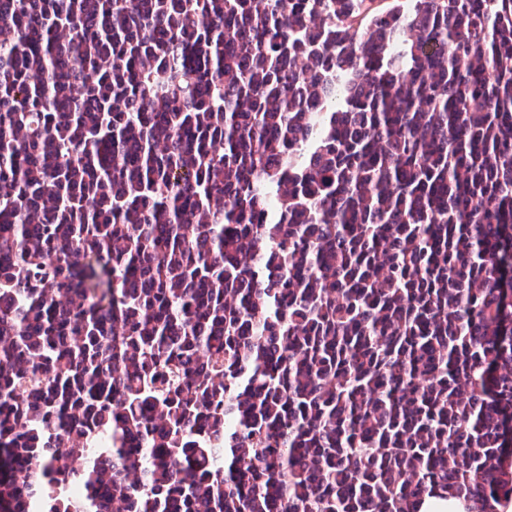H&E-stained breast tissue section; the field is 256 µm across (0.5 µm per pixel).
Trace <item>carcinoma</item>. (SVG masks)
Segmentation results:
<instances>
[{
  "instance_id": "obj_1",
  "label": "carcinoma",
  "mask_w": 512,
  "mask_h": 512,
  "mask_svg": "<svg viewBox=\"0 0 512 512\" xmlns=\"http://www.w3.org/2000/svg\"><path fill=\"white\" fill-rule=\"evenodd\" d=\"M512 499V0H0V512Z\"/></svg>"
}]
</instances>
